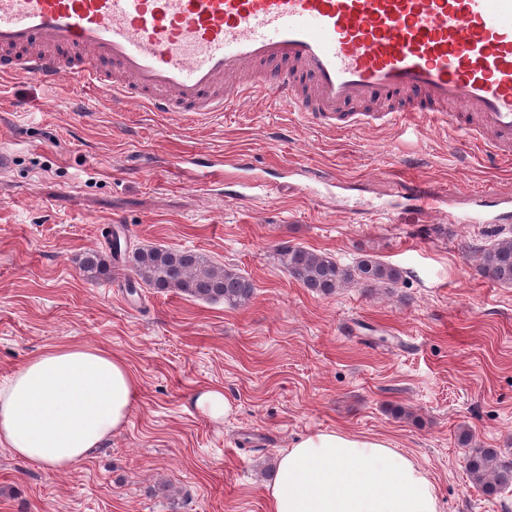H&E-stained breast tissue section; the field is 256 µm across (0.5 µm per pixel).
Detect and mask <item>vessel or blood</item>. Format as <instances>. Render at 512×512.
<instances>
[{
	"label": "vessel or blood",
	"mask_w": 512,
	"mask_h": 512,
	"mask_svg": "<svg viewBox=\"0 0 512 512\" xmlns=\"http://www.w3.org/2000/svg\"><path fill=\"white\" fill-rule=\"evenodd\" d=\"M221 112L269 87L317 125L406 114L512 162V0H0V75Z\"/></svg>",
	"instance_id": "obj_1"
}]
</instances>
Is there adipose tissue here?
I'll return each mask as SVG.
<instances>
[{
	"instance_id": "1",
	"label": "adipose tissue",
	"mask_w": 512,
	"mask_h": 512,
	"mask_svg": "<svg viewBox=\"0 0 512 512\" xmlns=\"http://www.w3.org/2000/svg\"><path fill=\"white\" fill-rule=\"evenodd\" d=\"M137 378L93 346L59 343L0 381V445L66 471L129 421ZM270 512H439L436 485L380 436L319 431L278 456Z\"/></svg>"
}]
</instances>
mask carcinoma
Segmentation results:
<instances>
[{
    "instance_id": "obj_1",
    "label": "carcinoma",
    "mask_w": 512,
    "mask_h": 512,
    "mask_svg": "<svg viewBox=\"0 0 512 512\" xmlns=\"http://www.w3.org/2000/svg\"><path fill=\"white\" fill-rule=\"evenodd\" d=\"M106 249L88 250L79 260L80 271L90 281L106 276L111 260H124L133 274L130 288H152L158 292H176L186 297L208 302H224L239 308L253 299V282L236 269L213 263L206 255L192 250L157 247L122 249L118 233L105 231ZM281 264L289 274L309 291L329 296L351 284L366 288H389L399 282V269L363 258L351 267L337 263L327 254L302 247L276 248ZM481 271L491 280L512 285V236H503L488 247L478 249ZM459 442L471 448L466 466L475 485L487 495L498 494L512 487V462L501 459L494 448L472 445L470 434L463 431Z\"/></svg>"
}]
</instances>
